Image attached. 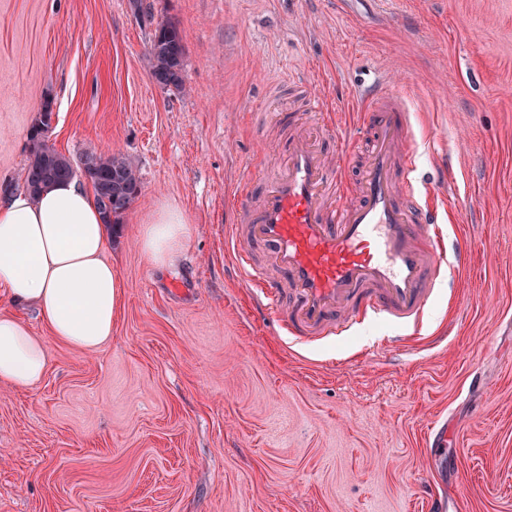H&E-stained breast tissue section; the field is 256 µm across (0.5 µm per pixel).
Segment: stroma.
<instances>
[{"instance_id": "1", "label": "stroma", "mask_w": 512, "mask_h": 512, "mask_svg": "<svg viewBox=\"0 0 512 512\" xmlns=\"http://www.w3.org/2000/svg\"><path fill=\"white\" fill-rule=\"evenodd\" d=\"M0 0V197L29 131L135 159L143 192L109 226L123 282L111 339L49 341L37 385H0V512H512V0ZM185 46V92L152 79V34ZM403 90L440 224L471 251L424 342L372 321L294 343L251 305L225 245L229 190L288 146L305 98L347 113L364 80ZM189 218L173 264L140 230ZM478 370L485 387H470ZM448 420V443L423 446ZM189 234V220L181 209L159 207L149 223L140 232V244L146 258L156 265L172 263L185 247Z\"/></svg>"}]
</instances>
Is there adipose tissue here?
<instances>
[{
    "label": "adipose tissue",
    "instance_id": "ef3b65f1",
    "mask_svg": "<svg viewBox=\"0 0 512 512\" xmlns=\"http://www.w3.org/2000/svg\"><path fill=\"white\" fill-rule=\"evenodd\" d=\"M189 220L159 207L140 232L146 258L174 261L185 247ZM106 227L90 187L62 180L31 199L16 191L0 201V292L34 308L54 339L83 352L112 337L122 282L104 253ZM49 363L45 341L16 315L0 314V384L31 387Z\"/></svg>",
    "mask_w": 512,
    "mask_h": 512
}]
</instances>
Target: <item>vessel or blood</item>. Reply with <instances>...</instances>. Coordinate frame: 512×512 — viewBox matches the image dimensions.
I'll list each match as a JSON object with an SVG mask.
<instances>
[{
	"mask_svg": "<svg viewBox=\"0 0 512 512\" xmlns=\"http://www.w3.org/2000/svg\"><path fill=\"white\" fill-rule=\"evenodd\" d=\"M350 124L329 121L336 153L353 161V132L370 152L359 188L334 179L307 119L291 136L257 207H233L226 234L253 303L282 314L281 328L311 342L383 318L421 337L437 286L470 256L449 251L437 225L433 187L418 182L413 124L403 94L375 86L356 99ZM263 248L288 281L280 290L253 261Z\"/></svg>",
	"mask_w": 512,
	"mask_h": 512,
	"instance_id": "obj_1",
	"label": "vessel or blood"
}]
</instances>
